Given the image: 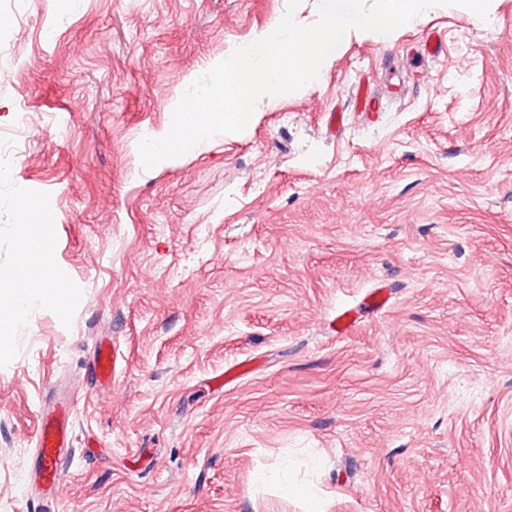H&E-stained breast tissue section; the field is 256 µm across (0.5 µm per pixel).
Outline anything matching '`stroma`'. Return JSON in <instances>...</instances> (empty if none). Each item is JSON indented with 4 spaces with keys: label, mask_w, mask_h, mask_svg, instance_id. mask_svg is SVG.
<instances>
[{
    "label": "stroma",
    "mask_w": 512,
    "mask_h": 512,
    "mask_svg": "<svg viewBox=\"0 0 512 512\" xmlns=\"http://www.w3.org/2000/svg\"><path fill=\"white\" fill-rule=\"evenodd\" d=\"M286 7L28 0L0 48V130L25 119L0 272L32 201L68 291L6 332L0 512H309L284 477L323 512H512V0L351 36L243 132L143 168L187 87ZM380 281L395 297L331 332ZM66 396L59 493L19 494ZM118 349L112 342L101 341L93 359V374L96 381L103 387L112 385L116 375Z\"/></svg>",
    "instance_id": "obj_1"
}]
</instances>
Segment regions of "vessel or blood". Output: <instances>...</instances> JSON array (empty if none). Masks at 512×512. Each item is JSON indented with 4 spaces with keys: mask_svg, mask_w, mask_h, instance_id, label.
Returning <instances> with one entry per match:
<instances>
[{
    "mask_svg": "<svg viewBox=\"0 0 512 512\" xmlns=\"http://www.w3.org/2000/svg\"><path fill=\"white\" fill-rule=\"evenodd\" d=\"M15 247L24 261L18 267V275H26L38 263L40 256L50 255L51 244H44L41 255H33L26 236H19ZM118 350L112 343L100 342L93 359V374L104 387L111 386L116 375ZM36 448L33 452L34 465L31 480L42 491L55 493L60 489L63 467L72 446V417L70 407H62L57 412L42 416L35 434Z\"/></svg>",
    "mask_w": 512,
    "mask_h": 512,
    "instance_id": "obj_1",
    "label": "vessel or blood"
}]
</instances>
